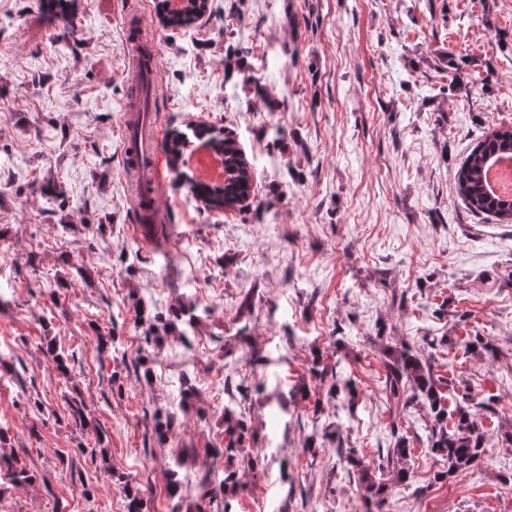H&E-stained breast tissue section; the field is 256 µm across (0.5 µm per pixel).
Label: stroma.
<instances>
[{
  "instance_id": "stroma-1",
  "label": "stroma",
  "mask_w": 512,
  "mask_h": 512,
  "mask_svg": "<svg viewBox=\"0 0 512 512\" xmlns=\"http://www.w3.org/2000/svg\"><path fill=\"white\" fill-rule=\"evenodd\" d=\"M41 4L0 0V452L33 476L0 478V512H126L125 481L150 487L144 512H172L173 459L223 470L228 410L260 456L231 512H366L336 448L375 462L402 435L411 478L384 512H512V224L472 215L455 187L482 131L512 126V0H210L186 28L163 25L158 0H72L71 29ZM129 14L160 46L162 136L224 130L253 175L246 208L207 210L160 156L151 244L120 175ZM458 65L480 81L440 94ZM189 290L192 348L141 350L137 306L160 325ZM470 332L495 357L465 351ZM403 343L491 402L479 467L435 481L426 409L391 416L382 381ZM315 349L354 405L311 375ZM159 413L176 421L162 443ZM99 444L73 479L76 447Z\"/></svg>"
}]
</instances>
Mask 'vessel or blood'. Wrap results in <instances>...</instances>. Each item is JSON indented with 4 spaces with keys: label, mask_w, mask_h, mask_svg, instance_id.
Masks as SVG:
<instances>
[{
    "label": "vessel or blood",
    "mask_w": 512,
    "mask_h": 512,
    "mask_svg": "<svg viewBox=\"0 0 512 512\" xmlns=\"http://www.w3.org/2000/svg\"><path fill=\"white\" fill-rule=\"evenodd\" d=\"M127 75L137 81L144 71H156L158 53L155 41L139 21H127ZM122 135L125 140L126 164L123 170L125 184L134 207L155 204L157 166L155 147L159 139V124L152 116L138 112L135 105H127L123 114Z\"/></svg>",
    "instance_id": "obj_1"
}]
</instances>
